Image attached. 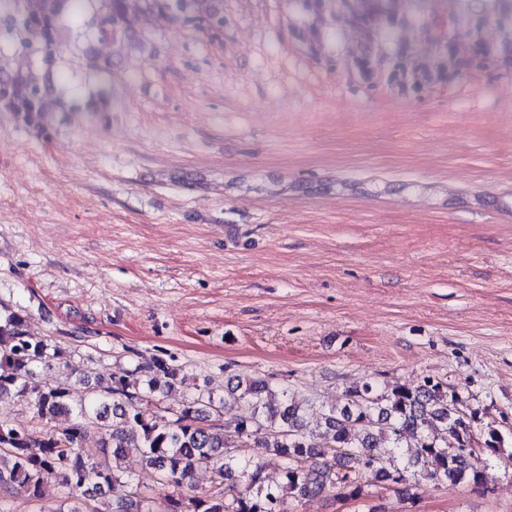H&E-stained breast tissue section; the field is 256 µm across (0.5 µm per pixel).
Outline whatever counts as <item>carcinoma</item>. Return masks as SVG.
Wrapping results in <instances>:
<instances>
[{
	"instance_id": "cac0c4a2",
	"label": "carcinoma",
	"mask_w": 512,
	"mask_h": 512,
	"mask_svg": "<svg viewBox=\"0 0 512 512\" xmlns=\"http://www.w3.org/2000/svg\"><path fill=\"white\" fill-rule=\"evenodd\" d=\"M299 2L313 17L303 34L310 48L320 46L328 17L362 36L354 66L369 83L385 69L384 47L418 12L438 45L435 60L423 62L399 46L390 78L419 94L462 70L512 73V0H455L454 11L448 0ZM138 15L215 32L224 27L220 0H0V110L28 122L50 111L48 73L65 46L67 21L77 38L90 33L111 42L129 36L130 18ZM491 28L496 41L484 38ZM62 357L59 347L30 334L24 315L0 305V397L28 405L38 420L36 427L0 420V490L18 487L39 498L52 480L64 494L55 512H154V483L190 491L169 499L170 512H289L290 502L329 492L362 499L369 496L365 476L380 490L398 486L395 493L411 500L422 477L485 490L490 459L512 462V432L431 375L381 390L356 384L341 403L321 405L265 378L235 375L222 396L203 387L178 408L161 409L155 395L173 391L177 376L163 358L142 359L138 383L116 373L77 398L71 382L57 376ZM233 410L224 424L222 415ZM252 442L271 452L278 479L242 454ZM129 448L138 449L147 480L122 470ZM202 468L224 492L195 494L192 479Z\"/></svg>"
}]
</instances>
